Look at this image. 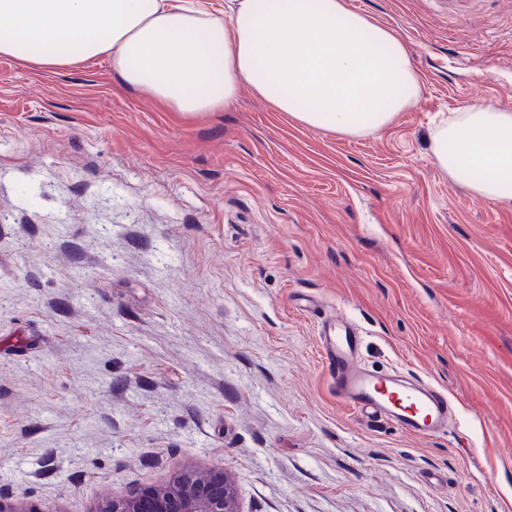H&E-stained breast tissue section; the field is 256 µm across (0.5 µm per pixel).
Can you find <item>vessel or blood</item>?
<instances>
[{"label":"vessel or blood","mask_w":512,"mask_h":512,"mask_svg":"<svg viewBox=\"0 0 512 512\" xmlns=\"http://www.w3.org/2000/svg\"><path fill=\"white\" fill-rule=\"evenodd\" d=\"M318 340L333 391L355 413L424 437L447 432L444 396L418 380L379 375L358 365L361 336L351 323L340 317L322 322Z\"/></svg>","instance_id":"obj_1"}]
</instances>
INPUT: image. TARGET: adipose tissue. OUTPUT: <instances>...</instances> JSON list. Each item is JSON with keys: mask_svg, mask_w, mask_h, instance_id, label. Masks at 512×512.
Returning a JSON list of instances; mask_svg holds the SVG:
<instances>
[{"mask_svg": "<svg viewBox=\"0 0 512 512\" xmlns=\"http://www.w3.org/2000/svg\"><path fill=\"white\" fill-rule=\"evenodd\" d=\"M0 57L39 67L108 60L124 83L185 118L249 87L303 127L388 126L421 84L390 29L345 0H0ZM438 166L479 198L512 202V112L477 103L437 126Z\"/></svg>", "mask_w": 512, "mask_h": 512, "instance_id": "ef3b65f1", "label": "adipose tissue"}]
</instances>
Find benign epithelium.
Listing matches in <instances>:
<instances>
[{"mask_svg": "<svg viewBox=\"0 0 512 512\" xmlns=\"http://www.w3.org/2000/svg\"><path fill=\"white\" fill-rule=\"evenodd\" d=\"M94 512H239L231 479L224 469L187 470L150 497L132 492L105 500Z\"/></svg>", "mask_w": 512, "mask_h": 512, "instance_id": "benign-epithelium-1", "label": "benign epithelium"}]
</instances>
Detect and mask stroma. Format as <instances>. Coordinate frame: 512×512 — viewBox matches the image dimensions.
Masks as SVG:
<instances>
[{
    "mask_svg": "<svg viewBox=\"0 0 512 512\" xmlns=\"http://www.w3.org/2000/svg\"><path fill=\"white\" fill-rule=\"evenodd\" d=\"M408 47L382 129L304 128L250 88L191 120L108 61L0 57V497L94 512L221 467L240 512H512V203L435 125L512 111V0H346ZM455 409L421 438L329 387L320 315Z\"/></svg>",
    "mask_w": 512,
    "mask_h": 512,
    "instance_id": "1",
    "label": "stroma"
}]
</instances>
